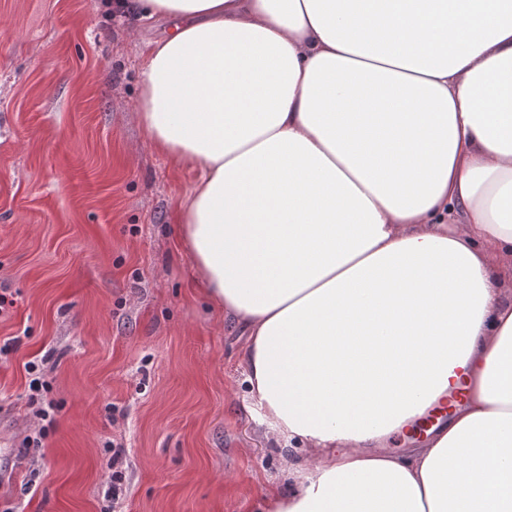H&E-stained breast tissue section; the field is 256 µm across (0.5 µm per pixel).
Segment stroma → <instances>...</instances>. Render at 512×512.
<instances>
[{"mask_svg": "<svg viewBox=\"0 0 512 512\" xmlns=\"http://www.w3.org/2000/svg\"><path fill=\"white\" fill-rule=\"evenodd\" d=\"M107 0H0V512H265L315 458L267 434L247 338L199 288L178 214L198 173L135 120L147 45L171 23ZM58 410L22 453L27 362ZM124 455V446L121 443H115L112 441V475L107 488V493L112 497V511H116V505L119 504V501L125 492L126 475L123 469L118 466L122 463Z\"/></svg>", "mask_w": 512, "mask_h": 512, "instance_id": "1", "label": "stroma"}]
</instances>
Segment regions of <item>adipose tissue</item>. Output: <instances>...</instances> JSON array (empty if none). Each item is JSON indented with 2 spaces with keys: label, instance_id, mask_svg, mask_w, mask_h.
Here are the masks:
<instances>
[{
  "label": "adipose tissue",
  "instance_id": "1",
  "mask_svg": "<svg viewBox=\"0 0 512 512\" xmlns=\"http://www.w3.org/2000/svg\"><path fill=\"white\" fill-rule=\"evenodd\" d=\"M268 429V512H512V0H117ZM448 420L398 454L397 434Z\"/></svg>",
  "mask_w": 512,
  "mask_h": 512
}]
</instances>
